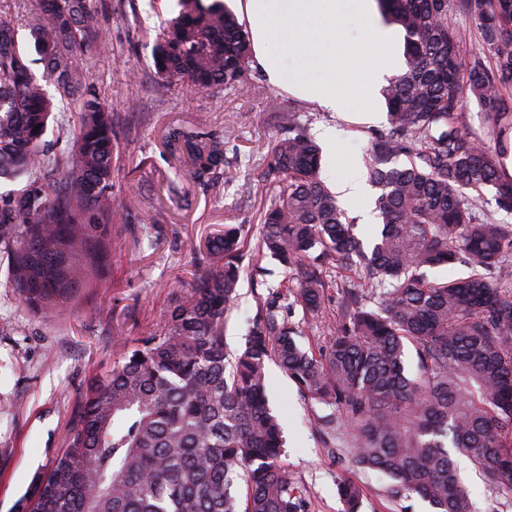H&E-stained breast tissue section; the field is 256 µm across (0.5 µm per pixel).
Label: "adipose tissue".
Returning a JSON list of instances; mask_svg holds the SVG:
<instances>
[{
    "label": "adipose tissue",
    "instance_id": "obj_1",
    "mask_svg": "<svg viewBox=\"0 0 512 512\" xmlns=\"http://www.w3.org/2000/svg\"><path fill=\"white\" fill-rule=\"evenodd\" d=\"M359 2L364 25L358 34L344 23L347 0H272L268 8L246 0L244 17L253 58L271 84L325 111L374 123L381 115L372 104L402 60L397 34L381 25L375 0ZM275 40L299 52V66L269 52Z\"/></svg>",
    "mask_w": 512,
    "mask_h": 512
}]
</instances>
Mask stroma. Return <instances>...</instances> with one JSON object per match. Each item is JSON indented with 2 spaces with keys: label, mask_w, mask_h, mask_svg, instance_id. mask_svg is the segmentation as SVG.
Here are the masks:
<instances>
[{
  "label": "stroma",
  "mask_w": 512,
  "mask_h": 512,
  "mask_svg": "<svg viewBox=\"0 0 512 512\" xmlns=\"http://www.w3.org/2000/svg\"><path fill=\"white\" fill-rule=\"evenodd\" d=\"M176 3L91 0L100 18L98 36L110 49L91 51L80 63L113 116L112 197L120 214L108 226L109 251L95 285L83 286L76 306L48 317L19 301L8 284L7 263L0 260V401L6 403L0 408V512H14L35 475L50 469L87 388L111 367L117 341L156 331L193 281L198 266L188 243H202L227 224L244 228L246 274L224 320L228 352L241 348L249 321L271 301L299 325L305 349L319 351L332 337L340 289L326 288L322 317H311L295 298L294 271L254 258L260 212L279 190L276 182L262 179L261 159L278 134L274 115L290 104L305 107L306 101L273 86L257 67L245 90L198 92L160 79L153 41ZM310 116L312 127L341 131L337 150L325 154L329 169H340L347 158L367 159L371 126L318 107ZM177 124L231 138L230 164L208 190H200L164 151L163 134ZM268 374L270 403L284 426L285 465L306 491L308 512H342L337 483L343 477L363 487V512H432L427 502L355 463L341 445L348 432L341 413L333 415L335 437H327L314 425L320 406L277 364H270ZM458 462L475 512H512L511 496L498 492L466 457Z\"/></svg>",
  "instance_id": "1"
}]
</instances>
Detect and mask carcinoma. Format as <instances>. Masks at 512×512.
Returning a JSON list of instances; mask_svg holds the SVG:
<instances>
[{
	"label": "carcinoma",
	"instance_id": "obj_1",
	"mask_svg": "<svg viewBox=\"0 0 512 512\" xmlns=\"http://www.w3.org/2000/svg\"><path fill=\"white\" fill-rule=\"evenodd\" d=\"M376 2L404 33L405 55L382 89L387 125L371 133L366 165L379 233L354 232L321 178L303 111L279 112L263 160L279 192L261 215L258 257L297 271V301L313 316L323 313L327 270L349 274L328 345L303 349L299 327L268 309L227 357L224 314L237 300L244 241L242 226L224 225L190 245L202 274L160 329L121 344L82 398L65 450L16 512H307L269 404L271 361L311 401L343 414L360 467L435 512H473L457 453L512 494V224L495 217L512 215V175L500 162L512 152V0ZM177 6L152 48L158 77L244 89L252 41L236 13L223 0ZM457 18L481 46L464 68ZM97 26L88 0H40L34 50L54 96L0 18V184L24 182L0 190V256L20 301L45 315L76 296L109 248L113 117L77 65ZM60 101L78 132L53 151L45 135ZM164 148L207 186L224 173L230 139L177 125ZM449 265L467 273L430 276ZM409 344L418 379L405 370ZM338 496L343 512H361L354 480L341 479Z\"/></svg>",
	"mask_w": 512,
	"mask_h": 512
}]
</instances>
